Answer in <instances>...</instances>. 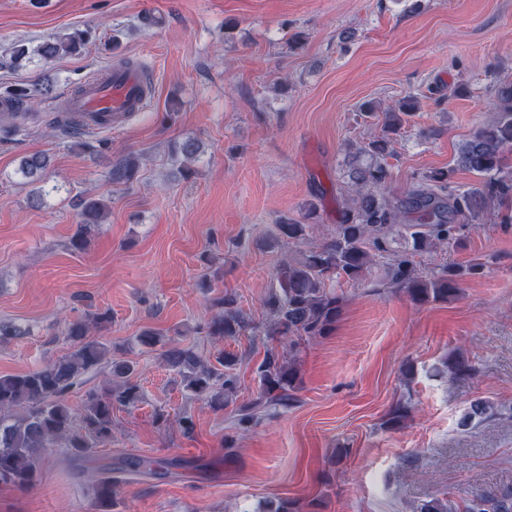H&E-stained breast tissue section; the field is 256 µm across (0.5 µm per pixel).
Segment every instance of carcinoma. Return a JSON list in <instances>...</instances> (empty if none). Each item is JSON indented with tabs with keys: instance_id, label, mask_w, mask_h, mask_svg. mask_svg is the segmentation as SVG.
Segmentation results:
<instances>
[{
	"instance_id": "obj_1",
	"label": "carcinoma",
	"mask_w": 512,
	"mask_h": 512,
	"mask_svg": "<svg viewBox=\"0 0 512 512\" xmlns=\"http://www.w3.org/2000/svg\"><path fill=\"white\" fill-rule=\"evenodd\" d=\"M88 30L74 29L31 45L15 43L0 68L16 70L39 57L50 60L77 54L90 41ZM51 92V84L12 85L4 99L12 104V116L29 111L35 99ZM415 100L404 99L398 111L383 116V135L357 149L347 173L349 198L333 234L320 244L307 242L308 225L288 218L276 223V234L262 243L268 249L280 243L298 247L295 256L279 262L266 298L269 321L260 335L266 339L262 360L256 368L258 390L249 404L240 407L234 425L247 430L261 413L271 408L286 410L297 401L302 378L293 338L326 335L342 311L343 295L332 284L367 281L373 268H382L376 285L401 291L413 304L447 301L459 295L466 277L479 273L481 265L470 264L440 271H422L416 257L440 245L459 243L460 224H481L492 211L503 224L512 223V166L506 153L512 152V84L495 89L493 115L458 148L456 167L425 172L402 198L385 193L388 177L384 159L390 154L391 136L414 116ZM48 159L42 154L24 158L18 172L27 183L42 181ZM478 178L470 186L453 181L455 168ZM137 163L128 157L112 166V181H133ZM79 230L72 246L81 249L91 227L102 223L105 204L84 197L79 203ZM405 214L417 216L418 223L403 224ZM401 239L404 246L393 247ZM218 312L207 323L211 336L233 338L251 328L238 306L236 296L226 292L216 300ZM111 321L106 311L91 321L70 323L65 336L72 344L67 354L24 374L0 375V483L17 488L30 485L48 450L62 446L74 460L81 459L100 443L112 439V410L131 407L141 399L139 385L132 379L133 365L112 358L110 347L90 337L91 329ZM141 345L161 347L166 364L176 370L187 393L202 398L214 411H221L235 399L239 388L236 354L222 352L211 363L193 349L170 345L164 334L152 329L139 336ZM446 367L456 379L471 378L475 365L462 353L454 354ZM106 372V386L91 392L81 413L73 411L67 396L80 388L90 374ZM500 414L488 400L473 401L460 417L462 429L474 427ZM115 483L105 476L96 486L98 512H109L114 503ZM464 512H512V490L476 491L465 502Z\"/></svg>"
}]
</instances>
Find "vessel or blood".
Listing matches in <instances>:
<instances>
[{"instance_id": "obj_1", "label": "vessel or blood", "mask_w": 512, "mask_h": 512, "mask_svg": "<svg viewBox=\"0 0 512 512\" xmlns=\"http://www.w3.org/2000/svg\"><path fill=\"white\" fill-rule=\"evenodd\" d=\"M148 97L139 70L119 64L94 72L78 92L64 96L58 107L82 130L106 132L120 127L131 113L142 111Z\"/></svg>"}]
</instances>
